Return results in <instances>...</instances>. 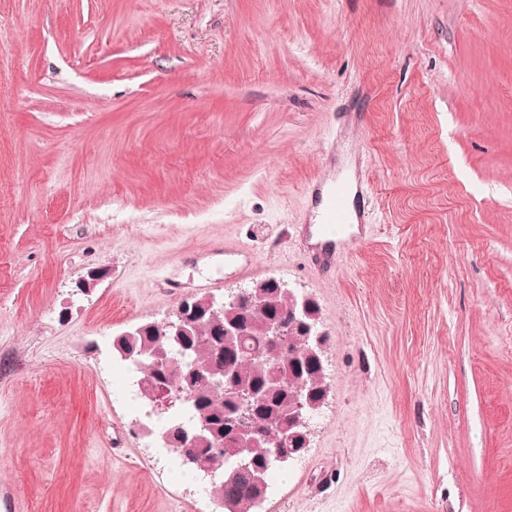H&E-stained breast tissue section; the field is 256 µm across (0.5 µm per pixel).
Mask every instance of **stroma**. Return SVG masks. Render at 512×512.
Listing matches in <instances>:
<instances>
[{
    "instance_id": "stroma-1",
    "label": "stroma",
    "mask_w": 512,
    "mask_h": 512,
    "mask_svg": "<svg viewBox=\"0 0 512 512\" xmlns=\"http://www.w3.org/2000/svg\"><path fill=\"white\" fill-rule=\"evenodd\" d=\"M328 180L366 227L322 275ZM270 277L320 307L328 396L263 512H512V0H0L21 512H214L112 342Z\"/></svg>"
}]
</instances>
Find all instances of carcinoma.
<instances>
[{"label":"carcinoma","instance_id":"carcinoma-1","mask_svg":"<svg viewBox=\"0 0 512 512\" xmlns=\"http://www.w3.org/2000/svg\"><path fill=\"white\" fill-rule=\"evenodd\" d=\"M247 292L252 301L233 314L224 313L219 322L197 313L188 335L177 337L175 330L151 322L138 326L130 336L119 335L112 344L116 355L145 369L142 389L146 398L162 384L180 386L191 396L187 407L191 424L202 422L207 427L206 440L195 446L199 463L191 468L221 473L217 492L224 512H256L267 499V487L254 483L253 476L260 473L268 478L276 463L288 461V453L297 447L261 441L256 447H239L234 428L237 394L250 395L257 432L282 435L296 430L305 442L307 428L293 427L295 389L308 396L311 414L319 410L328 393L322 353L307 354L315 343L305 341L303 329L291 321L301 299L289 297L288 289L276 287L271 278L256 282ZM273 316L288 322L286 345L268 332L267 322ZM229 320L242 325L245 334L224 335V323ZM193 361L207 371H191ZM228 368L232 369L233 389L215 390L212 374H223Z\"/></svg>","mask_w":512,"mask_h":512}]
</instances>
